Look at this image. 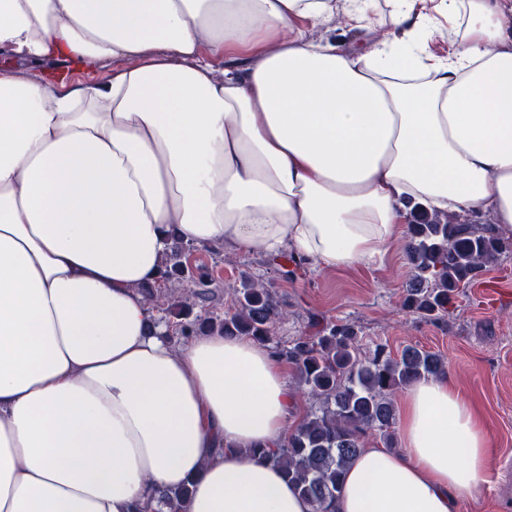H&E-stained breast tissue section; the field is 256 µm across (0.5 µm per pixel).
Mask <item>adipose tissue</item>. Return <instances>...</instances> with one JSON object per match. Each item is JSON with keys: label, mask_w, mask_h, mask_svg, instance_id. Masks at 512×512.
Returning a JSON list of instances; mask_svg holds the SVG:
<instances>
[{"label": "adipose tissue", "mask_w": 512, "mask_h": 512, "mask_svg": "<svg viewBox=\"0 0 512 512\" xmlns=\"http://www.w3.org/2000/svg\"><path fill=\"white\" fill-rule=\"evenodd\" d=\"M343 15L372 44L312 38ZM16 57L136 59L104 83L0 74V512H312L280 446L283 363L174 345L136 288L172 238L321 270L382 255L408 202L512 228V0H0ZM223 71H216L217 62ZM336 512H459L491 436L447 376L407 387Z\"/></svg>", "instance_id": "1"}]
</instances>
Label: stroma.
<instances>
[{
  "instance_id": "35a3bbf8",
  "label": "stroma",
  "mask_w": 512,
  "mask_h": 512,
  "mask_svg": "<svg viewBox=\"0 0 512 512\" xmlns=\"http://www.w3.org/2000/svg\"><path fill=\"white\" fill-rule=\"evenodd\" d=\"M264 260L220 243L186 246L185 267L213 287L212 299L196 303L193 315L224 313L242 274L254 273L271 280L285 304L286 317L277 326L283 343L312 335L319 319L352 323L365 354L379 344L395 356L409 345L439 354L450 382L470 398L492 436L487 480L476 497L461 500L460 512H512V253L488 268L482 287L464 288L439 324L403 306L411 274L404 241L380 259L342 270L307 263L291 277Z\"/></svg>"
}]
</instances>
